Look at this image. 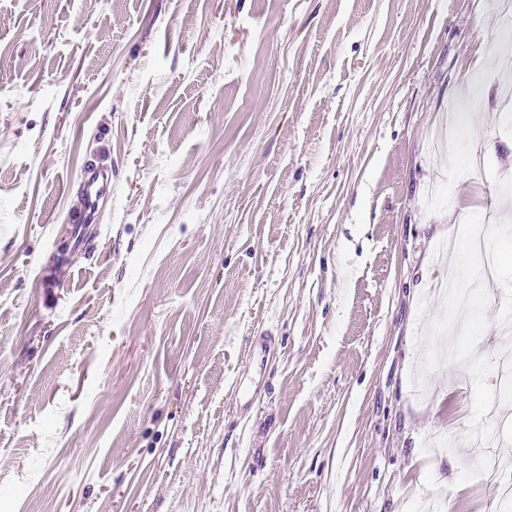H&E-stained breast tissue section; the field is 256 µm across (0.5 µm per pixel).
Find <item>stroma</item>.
<instances>
[{"mask_svg": "<svg viewBox=\"0 0 512 512\" xmlns=\"http://www.w3.org/2000/svg\"><path fill=\"white\" fill-rule=\"evenodd\" d=\"M498 3L0 0V512H489L512 226L446 284L512 209ZM77 181L83 188L84 207L79 213H72L69 224L73 229L74 245L83 248L86 245V224L92 223L100 203L111 193L112 166L87 163L77 174Z\"/></svg>", "mask_w": 512, "mask_h": 512, "instance_id": "obj_1", "label": "stroma"}]
</instances>
